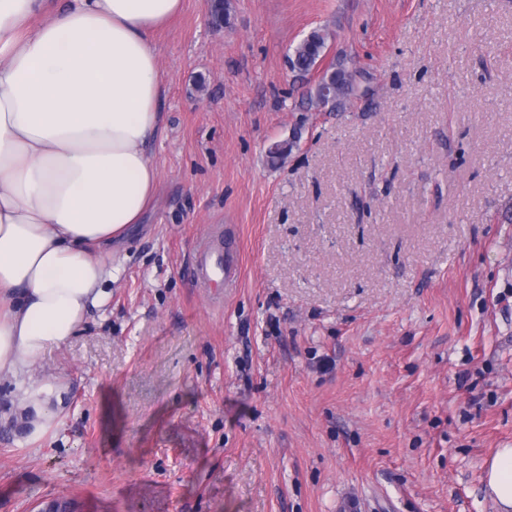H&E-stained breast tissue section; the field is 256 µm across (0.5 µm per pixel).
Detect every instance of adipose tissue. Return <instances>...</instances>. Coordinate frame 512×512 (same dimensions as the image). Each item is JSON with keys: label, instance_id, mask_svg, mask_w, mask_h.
I'll return each instance as SVG.
<instances>
[{"label": "adipose tissue", "instance_id": "1", "mask_svg": "<svg viewBox=\"0 0 512 512\" xmlns=\"http://www.w3.org/2000/svg\"><path fill=\"white\" fill-rule=\"evenodd\" d=\"M183 0H0V376H25L108 297L104 262L152 205L155 31ZM486 489L512 512V448Z\"/></svg>", "mask_w": 512, "mask_h": 512}]
</instances>
